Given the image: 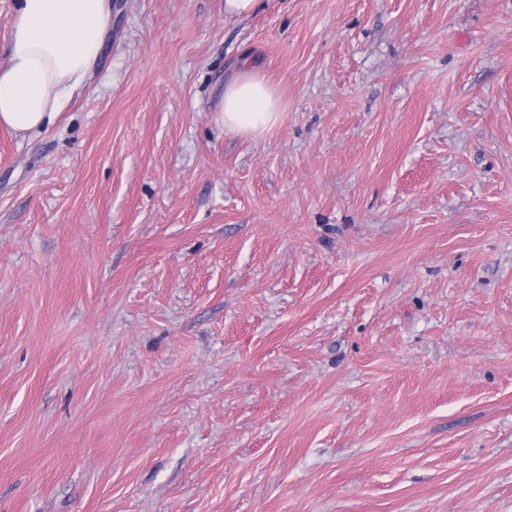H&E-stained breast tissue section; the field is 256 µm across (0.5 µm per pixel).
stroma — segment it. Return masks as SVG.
<instances>
[{
	"label": "stroma",
	"mask_w": 512,
	"mask_h": 512,
	"mask_svg": "<svg viewBox=\"0 0 512 512\" xmlns=\"http://www.w3.org/2000/svg\"><path fill=\"white\" fill-rule=\"evenodd\" d=\"M0 512H512V0H112L0 127ZM280 97L256 68L244 61L242 67L224 83L220 120L225 131L249 136L263 135L280 121Z\"/></svg>",
	"instance_id": "obj_1"
}]
</instances>
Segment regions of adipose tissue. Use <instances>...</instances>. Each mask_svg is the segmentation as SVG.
<instances>
[{
	"label": "adipose tissue",
	"mask_w": 512,
	"mask_h": 512,
	"mask_svg": "<svg viewBox=\"0 0 512 512\" xmlns=\"http://www.w3.org/2000/svg\"><path fill=\"white\" fill-rule=\"evenodd\" d=\"M111 18L112 0H16L0 61V126L27 138L53 123L91 73ZM281 112L276 90L250 63L225 82V131L265 134Z\"/></svg>",
	"instance_id": "adipose-tissue-1"
}]
</instances>
